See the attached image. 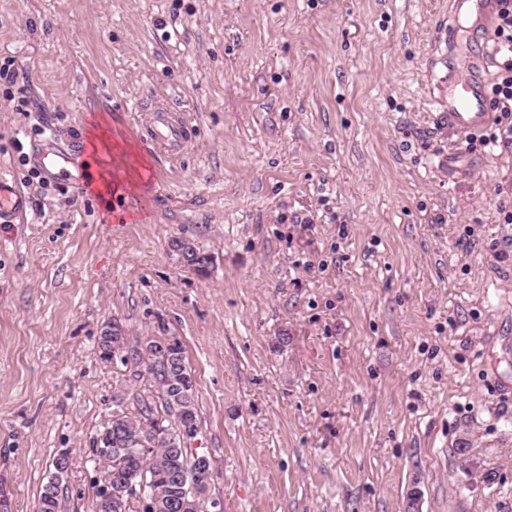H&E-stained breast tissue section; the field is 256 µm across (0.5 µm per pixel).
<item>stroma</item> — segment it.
Returning <instances> with one entry per match:
<instances>
[{
    "label": "stroma",
    "instance_id": "obj_1",
    "mask_svg": "<svg viewBox=\"0 0 512 512\" xmlns=\"http://www.w3.org/2000/svg\"><path fill=\"white\" fill-rule=\"evenodd\" d=\"M452 0H0V494L34 512L70 450L69 512L107 473L94 436L152 382L98 350L178 338L193 442L224 512H512V143L441 161L448 66L492 86L503 54ZM193 129L146 142L149 109ZM106 130L131 152L94 150ZM90 165L35 176L45 132ZM213 257L183 268L173 236ZM28 208V196L14 182L0 178V223L12 224L26 215Z\"/></svg>",
    "mask_w": 512,
    "mask_h": 512
}]
</instances>
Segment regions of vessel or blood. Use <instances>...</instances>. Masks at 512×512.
<instances>
[{"label":"vessel or blood","instance_id":"obj_1","mask_svg":"<svg viewBox=\"0 0 512 512\" xmlns=\"http://www.w3.org/2000/svg\"><path fill=\"white\" fill-rule=\"evenodd\" d=\"M470 23L468 31L478 40H489L493 35V0H458ZM443 118L452 136H467L490 125L494 115L489 110L485 85L476 68L465 70L449 67L448 101ZM149 143L167 152L183 148L190 131L182 120L166 105H156L147 124ZM34 164L47 176L68 182L73 187L83 186L89 168L80 166L71 149L58 146L55 138L43 140L33 151ZM28 196L12 181L0 178V223L10 224L26 215Z\"/></svg>","mask_w":512,"mask_h":512}]
</instances>
